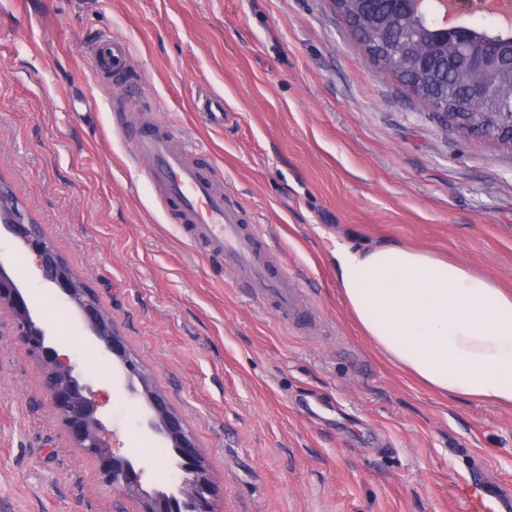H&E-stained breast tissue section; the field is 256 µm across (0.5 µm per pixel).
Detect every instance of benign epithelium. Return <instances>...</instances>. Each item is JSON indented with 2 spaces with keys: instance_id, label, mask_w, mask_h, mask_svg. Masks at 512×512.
<instances>
[{
  "instance_id": "1",
  "label": "benign epithelium",
  "mask_w": 512,
  "mask_h": 512,
  "mask_svg": "<svg viewBox=\"0 0 512 512\" xmlns=\"http://www.w3.org/2000/svg\"><path fill=\"white\" fill-rule=\"evenodd\" d=\"M402 14L422 16L428 13L424 0H390ZM447 15L438 22L437 33L458 44L457 64L475 72L512 70V39L483 50L484 44L475 38L473 27L459 24L456 19L476 13H487L509 19L512 12L503 0H442ZM470 98L487 102L497 98L494 89L474 82L468 89ZM499 99V98H497ZM501 111L496 113L497 126L486 130L480 120L460 127L448 113L436 116L443 125L477 139L512 148V99H499ZM0 232L21 241L37 256L44 281L58 290L59 300L74 308L89 332V341L106 360L117 361L128 393L144 400L149 415L146 428L170 443L180 471L178 484L170 491L149 492L141 484V474L132 461L117 456L102 437L104 425L97 415L98 407L88 396L89 385L84 381L66 354L55 344L53 327L39 317L35 304L25 294L12 273L0 259V311L11 320L12 335L27 354L40 365L42 387L56 418L65 426L74 447L94 458L103 483L127 496L143 502V512H216L215 487L204 457L197 449L193 433L181 417L169 406L165 397L155 391L138 356L117 331L112 316L101 305L96 293L73 272L52 241L19 207L11 201V193L0 182Z\"/></svg>"
}]
</instances>
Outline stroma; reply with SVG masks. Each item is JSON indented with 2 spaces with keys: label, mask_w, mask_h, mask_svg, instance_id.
Returning <instances> with one entry per match:
<instances>
[{
  "label": "stroma",
  "mask_w": 512,
  "mask_h": 512,
  "mask_svg": "<svg viewBox=\"0 0 512 512\" xmlns=\"http://www.w3.org/2000/svg\"><path fill=\"white\" fill-rule=\"evenodd\" d=\"M128 46L98 79L88 46ZM224 103V124L206 118ZM121 111H113V104ZM161 122L262 225L310 315L242 288L169 220L121 126ZM0 181L98 295L195 435L218 512H512V409L432 393L359 336L336 245L430 250L512 289V149L446 130L355 47L332 0H0ZM11 267L145 490L177 474L116 368ZM0 314V512H140L74 448Z\"/></svg>",
  "instance_id": "1"
}]
</instances>
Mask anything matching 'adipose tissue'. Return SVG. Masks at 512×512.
Instances as JSON below:
<instances>
[{
  "mask_svg": "<svg viewBox=\"0 0 512 512\" xmlns=\"http://www.w3.org/2000/svg\"><path fill=\"white\" fill-rule=\"evenodd\" d=\"M338 291L393 365L451 397L512 407V292L418 248L337 245Z\"/></svg>",
  "mask_w": 512,
  "mask_h": 512,
  "instance_id": "obj_1",
  "label": "adipose tissue"
}]
</instances>
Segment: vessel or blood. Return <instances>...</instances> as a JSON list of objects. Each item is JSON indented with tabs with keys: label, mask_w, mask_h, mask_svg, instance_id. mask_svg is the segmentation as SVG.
Returning <instances> with one entry per match:
<instances>
[{
	"label": "vessel or blood",
	"mask_w": 512,
	"mask_h": 512,
	"mask_svg": "<svg viewBox=\"0 0 512 512\" xmlns=\"http://www.w3.org/2000/svg\"><path fill=\"white\" fill-rule=\"evenodd\" d=\"M90 53L100 75L126 67L122 42L101 41ZM127 134L133 156L147 162L149 181L160 197L174 203L173 219L186 225L191 241L208 256L223 260L239 283L260 288L263 299L281 315L301 314L304 296L297 281L280 264L263 232L246 228L243 210L226 203L223 189L192 162L186 147L155 122L128 129Z\"/></svg>",
	"instance_id": "vessel-or-blood-1"
}]
</instances>
